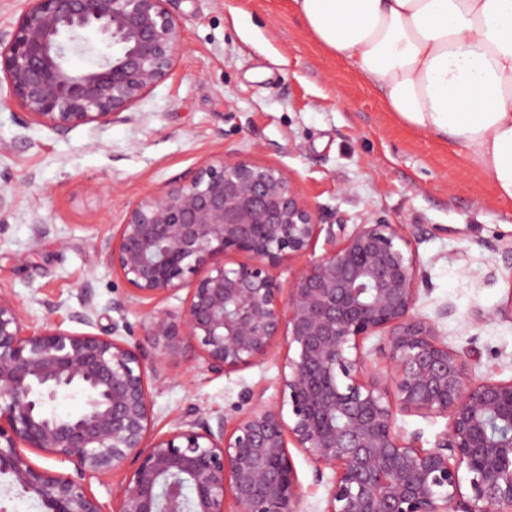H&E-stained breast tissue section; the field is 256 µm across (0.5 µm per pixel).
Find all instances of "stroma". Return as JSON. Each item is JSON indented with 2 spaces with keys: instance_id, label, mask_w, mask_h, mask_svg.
Wrapping results in <instances>:
<instances>
[{
  "instance_id": "35a3bbf8",
  "label": "stroma",
  "mask_w": 512,
  "mask_h": 512,
  "mask_svg": "<svg viewBox=\"0 0 512 512\" xmlns=\"http://www.w3.org/2000/svg\"><path fill=\"white\" fill-rule=\"evenodd\" d=\"M181 49L166 80L132 119L59 134L22 121L0 89V294L32 331L116 334L147 347L153 305L132 297L106 262L105 240L149 193L189 179L204 162L247 160L282 169L329 224H405L423 276L416 310L455 312L439 328L479 378H512V294L490 269L512 257V203L495 197L460 144L386 111L355 68L310 37L292 0H168ZM91 324H84V315ZM282 363L226 374L195 344L158 365L153 432L189 411L209 422L245 394L280 399Z\"/></svg>"
}]
</instances>
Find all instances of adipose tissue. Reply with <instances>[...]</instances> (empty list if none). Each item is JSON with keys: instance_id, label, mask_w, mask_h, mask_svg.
<instances>
[{"instance_id": "obj_1", "label": "adipose tissue", "mask_w": 512, "mask_h": 512, "mask_svg": "<svg viewBox=\"0 0 512 512\" xmlns=\"http://www.w3.org/2000/svg\"><path fill=\"white\" fill-rule=\"evenodd\" d=\"M387 111L462 144L512 200V0H293Z\"/></svg>"}]
</instances>
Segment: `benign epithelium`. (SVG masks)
I'll list each match as a JSON object with an SVG mask.
<instances>
[{"label":"benign epithelium","instance_id":"obj_1","mask_svg":"<svg viewBox=\"0 0 512 512\" xmlns=\"http://www.w3.org/2000/svg\"><path fill=\"white\" fill-rule=\"evenodd\" d=\"M165 2L28 0L0 34V76L25 123L65 134L131 121L180 49ZM90 33L112 53L75 71L67 55L90 49ZM411 244L405 224L323 222L284 171L245 160L206 162L143 196L106 239L107 262L140 299L192 279L186 306L150 313L149 360L111 336L32 332L0 294V474L46 512H300L293 447L317 476L332 471L324 512H512V379L476 378L448 346L438 320L452 307L415 313ZM229 254L248 262L228 267ZM301 257L282 283L275 271ZM188 339L217 373L283 351L280 401L248 393V409L214 426L191 411L152 436L148 373ZM73 392L78 413L49 410ZM399 414L444 417L446 429L425 448L396 429ZM114 476L109 505L87 479Z\"/></svg>","mask_w":512,"mask_h":512}]
</instances>
